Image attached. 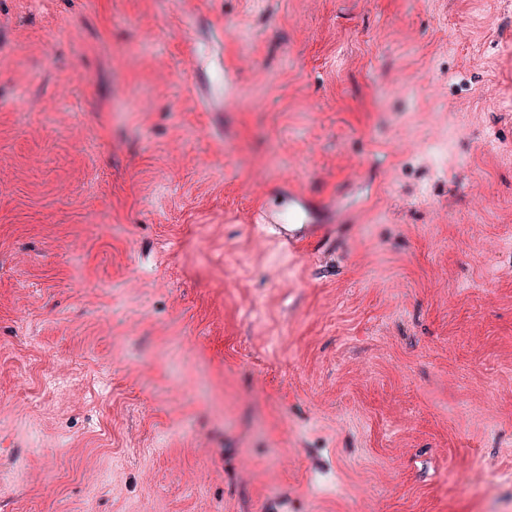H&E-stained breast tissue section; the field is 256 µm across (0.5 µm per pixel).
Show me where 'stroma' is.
I'll list each match as a JSON object with an SVG mask.
<instances>
[{
	"label": "stroma",
	"mask_w": 512,
	"mask_h": 512,
	"mask_svg": "<svg viewBox=\"0 0 512 512\" xmlns=\"http://www.w3.org/2000/svg\"><path fill=\"white\" fill-rule=\"evenodd\" d=\"M509 98L512 0H0V512H512ZM300 217V213L297 210L288 209V215L285 216H274V215H264L262 216L263 222L265 224H272L268 225L273 231V234L276 236L278 241L282 244V246L286 249H291L294 247L296 240L292 237H286L282 231V228H284L287 223H294L296 222Z\"/></svg>",
	"instance_id": "35a3bbf8"
}]
</instances>
